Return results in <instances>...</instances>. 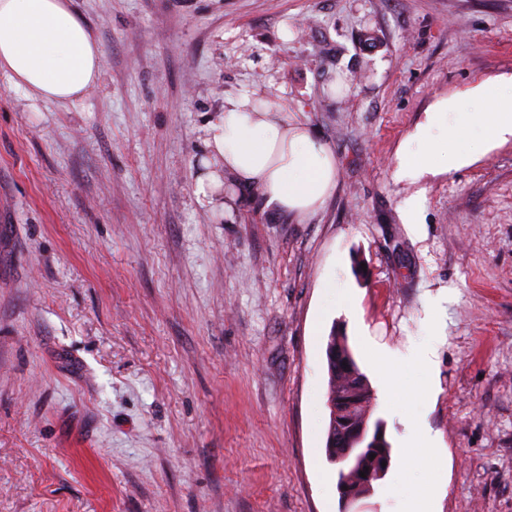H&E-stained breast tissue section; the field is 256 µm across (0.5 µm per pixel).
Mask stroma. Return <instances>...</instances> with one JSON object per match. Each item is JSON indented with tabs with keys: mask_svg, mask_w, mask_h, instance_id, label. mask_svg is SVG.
Segmentation results:
<instances>
[{
	"mask_svg": "<svg viewBox=\"0 0 512 512\" xmlns=\"http://www.w3.org/2000/svg\"><path fill=\"white\" fill-rule=\"evenodd\" d=\"M73 4L101 52L82 99L0 73V512H347L336 332L375 389L368 348L440 337L375 403L392 465L361 512L438 482L428 512H512V143L395 175L436 100L512 74V0ZM251 93L336 155L305 223L229 178L195 193L211 119Z\"/></svg>",
	"mask_w": 512,
	"mask_h": 512,
	"instance_id": "35a3bbf8",
	"label": "stroma"
}]
</instances>
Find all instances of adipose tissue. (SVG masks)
<instances>
[{
	"label": "adipose tissue",
	"mask_w": 512,
	"mask_h": 512,
	"mask_svg": "<svg viewBox=\"0 0 512 512\" xmlns=\"http://www.w3.org/2000/svg\"><path fill=\"white\" fill-rule=\"evenodd\" d=\"M99 63L100 49L71 0H0V71L15 89L40 99L76 101L96 81ZM289 109L284 99L269 104L254 95L225 97L210 145L225 172L258 192L266 209L303 221L335 192L337 161ZM511 140L512 75H501L431 105L397 156V175L415 180L447 172ZM433 353L429 343L404 354L370 350V365L382 373L383 398L391 396L389 368L401 363L429 368Z\"/></svg>",
	"instance_id": "obj_1"
}]
</instances>
